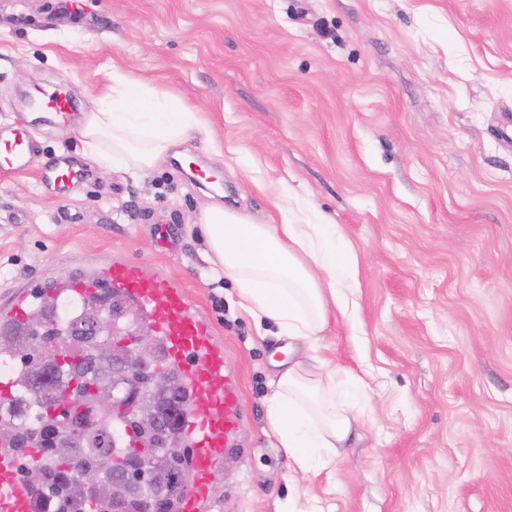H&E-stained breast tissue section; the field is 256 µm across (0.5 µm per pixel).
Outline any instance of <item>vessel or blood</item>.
<instances>
[{
	"label": "vessel or blood",
	"mask_w": 512,
	"mask_h": 512,
	"mask_svg": "<svg viewBox=\"0 0 512 512\" xmlns=\"http://www.w3.org/2000/svg\"><path fill=\"white\" fill-rule=\"evenodd\" d=\"M45 123H70L72 103L63 91L37 99ZM38 146L23 124L0 125V172L21 173L32 168ZM43 177L67 185L80 179L82 169L65 159L42 168ZM77 296L90 300L109 293L126 303L141 324L148 326L165 351V361L176 372L183 390L180 447L194 474L190 489L176 504V512H204L220 472L239 456L237 427L241 415L240 382L228 370L224 343L208 314L194 304L180 281L166 268L145 271L141 261L123 252L97 260L93 272L40 276L17 284L0 299V324L23 322L37 297ZM34 493L18 476L14 453L0 451V512H33Z\"/></svg>",
	"instance_id": "1"
}]
</instances>
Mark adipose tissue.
<instances>
[{"label":"adipose tissue","instance_id":"ef3b65f1","mask_svg":"<svg viewBox=\"0 0 512 512\" xmlns=\"http://www.w3.org/2000/svg\"><path fill=\"white\" fill-rule=\"evenodd\" d=\"M149 94L113 75L111 104L79 129L93 160L150 169L175 145L204 133L201 117L187 106L144 110ZM203 229L214 271L234 283L239 306L256 321L276 324L288 340L291 361L270 381L271 434L302 470L328 468L350 445L361 420L355 397L364 388L360 377L321 355L331 312L347 315L348 294L358 286L347 243L336 225L291 207L281 208L279 223L256 224L217 204L206 210Z\"/></svg>","mask_w":512,"mask_h":512}]
</instances>
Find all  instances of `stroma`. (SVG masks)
I'll return each instance as SVG.
<instances>
[{
    "mask_svg": "<svg viewBox=\"0 0 512 512\" xmlns=\"http://www.w3.org/2000/svg\"><path fill=\"white\" fill-rule=\"evenodd\" d=\"M122 73L207 133L139 173L86 155L80 120ZM77 122L40 125L34 88ZM0 121L40 155L0 173V296L42 270L121 250L182 279L241 380L238 440L208 512H512V0H0ZM66 157L65 189L40 166ZM220 177L197 183L196 170ZM223 205L258 224L299 204L338 224L358 288L324 333L366 385L355 448L302 473L264 428L282 361L202 228Z\"/></svg>",
    "mask_w": 512,
    "mask_h": 512,
    "instance_id": "35a3bbf8",
    "label": "stroma"
}]
</instances>
